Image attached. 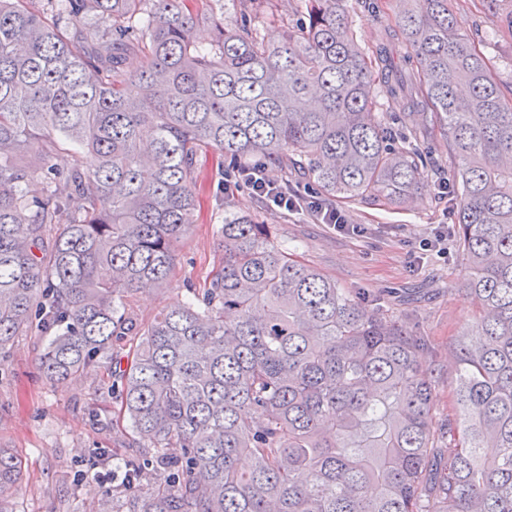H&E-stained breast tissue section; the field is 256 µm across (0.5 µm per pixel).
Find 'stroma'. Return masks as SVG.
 I'll use <instances>...</instances> for the list:
<instances>
[{"label": "stroma", "mask_w": 512, "mask_h": 512, "mask_svg": "<svg viewBox=\"0 0 512 512\" xmlns=\"http://www.w3.org/2000/svg\"><path fill=\"white\" fill-rule=\"evenodd\" d=\"M462 32L483 55L506 99L512 100V31L501 10L487 0H449ZM357 40L368 48L384 42L395 25L391 0H345ZM302 0L282 5L271 0L255 21L265 41L279 42L302 19ZM197 220L176 251L174 271L165 289L146 287L135 294L129 313L146 325L164 308L186 302L190 288L202 287L222 257L219 229L225 219L250 214L271 225L274 239L295 258L334 280L338 287L379 302L413 333L429 337L437 371V416L448 413L455 386V351L464 334L475 331L482 304L462 292L464 261L455 253L419 247L440 224L454 221L447 199L432 177H424L413 196L397 208L377 199H333L348 229L319 224L306 214H282L256 203L248 189L226 194L224 174L215 155L202 162ZM42 352L36 334L17 337L0 367V445L22 462L16 512H99L103 503L123 494L122 480L78 479L90 448H115L113 431L119 405L108 386V369L76 376L65 386L42 376Z\"/></svg>", "instance_id": "obj_1"}]
</instances>
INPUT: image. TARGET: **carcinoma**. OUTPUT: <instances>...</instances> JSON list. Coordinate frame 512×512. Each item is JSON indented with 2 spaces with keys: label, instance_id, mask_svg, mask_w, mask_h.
<instances>
[{
  "label": "carcinoma",
  "instance_id": "obj_1",
  "mask_svg": "<svg viewBox=\"0 0 512 512\" xmlns=\"http://www.w3.org/2000/svg\"><path fill=\"white\" fill-rule=\"evenodd\" d=\"M240 2L204 46L185 0H0V359L36 331L51 383L112 364L133 433L120 512H512V103L448 0H396L404 104L426 110L407 138L373 113L397 62L357 45L343 0H303L276 46L252 29L264 0ZM438 135L457 159L448 249L483 301L444 419L427 340L246 214L188 303L127 315L170 278L203 153L297 157L326 198L399 206ZM21 476L0 447V512Z\"/></svg>",
  "mask_w": 512,
  "mask_h": 512
}]
</instances>
